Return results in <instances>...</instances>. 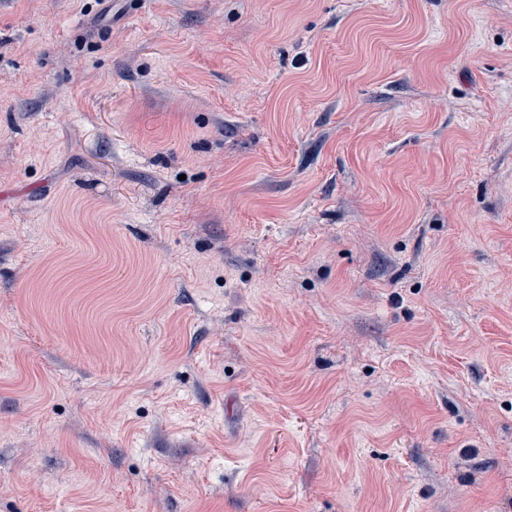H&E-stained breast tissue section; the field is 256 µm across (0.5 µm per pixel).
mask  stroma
Listing matches in <instances>:
<instances>
[{
  "mask_svg": "<svg viewBox=\"0 0 512 512\" xmlns=\"http://www.w3.org/2000/svg\"><path fill=\"white\" fill-rule=\"evenodd\" d=\"M0 512H512V0H0Z\"/></svg>",
  "mask_w": 512,
  "mask_h": 512,
  "instance_id": "35a3bbf8",
  "label": "stroma"
}]
</instances>
